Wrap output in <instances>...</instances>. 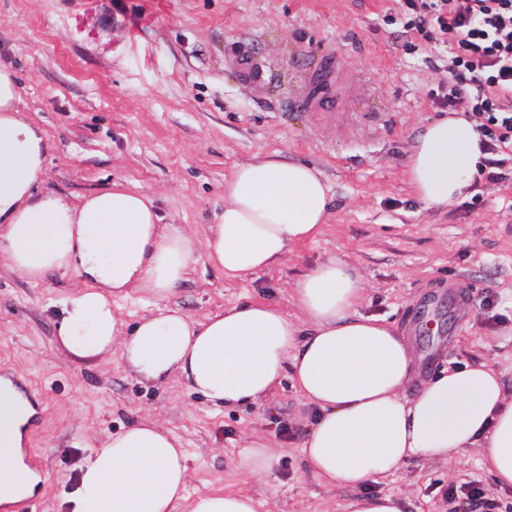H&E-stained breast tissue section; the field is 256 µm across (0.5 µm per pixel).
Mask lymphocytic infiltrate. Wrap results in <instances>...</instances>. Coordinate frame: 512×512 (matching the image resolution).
Listing matches in <instances>:
<instances>
[{"label":"lymphocytic infiltrate","instance_id":"lymphocytic-infiltrate-1","mask_svg":"<svg viewBox=\"0 0 512 512\" xmlns=\"http://www.w3.org/2000/svg\"><path fill=\"white\" fill-rule=\"evenodd\" d=\"M409 29L457 45L448 64L446 107L470 103L478 110L486 156L479 174L507 180L502 153L512 149V0H405Z\"/></svg>","mask_w":512,"mask_h":512}]
</instances>
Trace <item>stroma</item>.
Here are the masks:
<instances>
[{"label": "stroma", "instance_id": "stroma-1", "mask_svg": "<svg viewBox=\"0 0 512 512\" xmlns=\"http://www.w3.org/2000/svg\"><path fill=\"white\" fill-rule=\"evenodd\" d=\"M83 0H0V64L17 72L20 107L45 136L44 193L70 201L120 183L152 196L164 223L202 235L224 206L237 165L280 151L318 168L330 187V218L318 242L294 248L269 270L226 279L198 261L168 297L195 319L237 302L298 312L294 288L331 257L361 275L359 311L406 330L414 396L445 367L485 361L512 395V338L489 319L512 300V180L475 181L472 197L433 210L406 176L416 136L439 117L454 48L406 30L399 0H97L88 30ZM346 43L339 67L377 85L380 111L332 124L288 109V83L311 81L307 65ZM263 72L244 76L239 64ZM77 279L32 285L0 267V371L34 403L45 491L0 512H68L81 459L108 435L142 420L177 434L188 454L189 493L240 492L258 512H345L348 490L321 483L298 444L314 411L283 380L261 402L217 407L174 378L141 382L117 362L71 364L55 342L57 299ZM270 447L269 474L238 469L247 439ZM478 449L453 464H412L378 490L404 512H448L449 489L479 488L483 503L460 512H503Z\"/></svg>", "mask_w": 512, "mask_h": 512}]
</instances>
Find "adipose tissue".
Segmentation results:
<instances>
[{
    "instance_id": "ef3b65f1",
    "label": "adipose tissue",
    "mask_w": 512,
    "mask_h": 512,
    "mask_svg": "<svg viewBox=\"0 0 512 512\" xmlns=\"http://www.w3.org/2000/svg\"><path fill=\"white\" fill-rule=\"evenodd\" d=\"M20 102L16 71L0 64V262L35 285L55 273L78 279L58 302L56 325L72 363L115 360L153 384L176 376L217 406L259 402L291 378L317 410L301 453L327 485L353 490L346 512H403L399 495L363 486L411 461L447 464L471 448L493 484L512 490V395L499 372L485 362L448 369L406 397L411 348L393 324L360 313L363 280L345 261L321 262L297 283L296 318L255 301L200 320L163 307L125 331L118 303L130 289L164 299L197 259L237 279L317 241L329 219L317 168L277 152L238 165L223 210L199 239L163 223L153 198L117 184L76 203L38 193L48 145ZM481 143L464 113L427 125L407 170L417 198L430 208L468 198ZM31 414L26 398L0 384V503H20L40 481L20 452ZM188 479L182 439L140 421L91 450L71 512H257L248 494H189Z\"/></svg>"
}]
</instances>
